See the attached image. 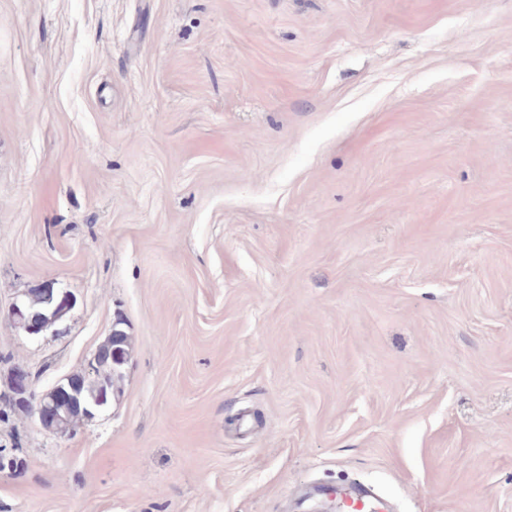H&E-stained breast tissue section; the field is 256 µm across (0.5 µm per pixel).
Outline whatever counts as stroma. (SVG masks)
Returning <instances> with one entry per match:
<instances>
[{
  "mask_svg": "<svg viewBox=\"0 0 512 512\" xmlns=\"http://www.w3.org/2000/svg\"><path fill=\"white\" fill-rule=\"evenodd\" d=\"M115 328L0 512H512V0H0V393ZM42 288H39L30 295L31 301H26L28 307L32 311H35L33 309L34 304L40 305L42 307L43 304H46L44 299L45 296L46 301L51 307V311L55 313L57 317L62 318L63 315L66 314V312L69 311V309L73 306L72 297L67 293H62L59 297V294L54 291L52 285H44ZM26 303L23 301H16L13 303L10 311V318L12 321L18 326L22 327L29 335L32 336H38L49 331L54 326V324L51 322H44V320L56 321L55 316L51 315V311L48 309L42 311L45 318L43 320L42 314L37 312L31 313L27 311ZM115 345L112 342V335L109 336L107 342L100 346V351L103 353L100 356L97 357V352L93 355V358L88 362V371H91L92 369V363L95 361V365L93 366V373L90 377H86L87 369L84 370L81 373L71 375V378L74 379H81L83 381V385L79 389L80 396L88 401L93 400L97 393L99 392L100 387V394L93 400L92 403H81L82 410L85 414L80 413L78 411H72L67 410L62 403H55L54 408L56 409L57 413L61 416L60 422H54V421H44V425L46 427H52L56 431L61 433H68L70 431H73L74 428L77 426V424L85 418V416L92 417L94 415V412L106 407L109 405L110 396L112 398V395L114 396V389L115 384L120 380L122 376H119L117 374L121 373L123 364L119 361H121V351L118 348H113ZM112 350V355L109 354V351ZM113 357V360H112ZM115 366L114 371L117 373L115 374L113 372V365ZM106 384L108 386L109 393L104 388L103 385ZM101 385V386H100ZM48 405L40 407L36 413L38 415V419L40 422H42L45 419L50 418H56L55 410L53 406H49L51 402H47Z\"/></svg>",
  "mask_w": 512,
  "mask_h": 512,
  "instance_id": "stroma-1",
  "label": "stroma"
}]
</instances>
